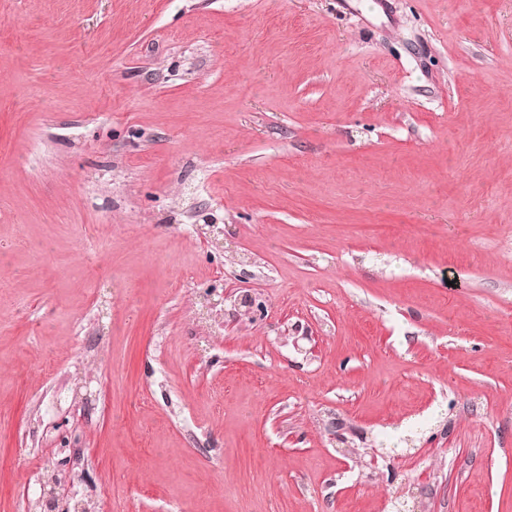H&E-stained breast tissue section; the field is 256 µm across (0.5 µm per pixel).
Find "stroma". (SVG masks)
Returning a JSON list of instances; mask_svg holds the SVG:
<instances>
[{
	"instance_id": "obj_1",
	"label": "stroma",
	"mask_w": 512,
	"mask_h": 512,
	"mask_svg": "<svg viewBox=\"0 0 512 512\" xmlns=\"http://www.w3.org/2000/svg\"><path fill=\"white\" fill-rule=\"evenodd\" d=\"M512 512V0H0V512Z\"/></svg>"
}]
</instances>
